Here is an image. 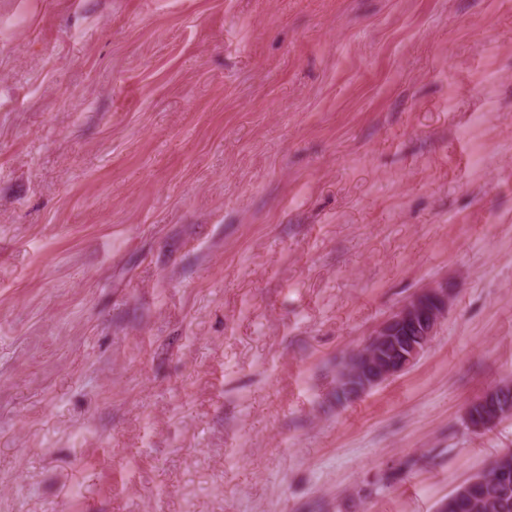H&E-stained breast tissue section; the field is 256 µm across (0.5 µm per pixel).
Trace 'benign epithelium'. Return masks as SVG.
Listing matches in <instances>:
<instances>
[{"mask_svg": "<svg viewBox=\"0 0 512 512\" xmlns=\"http://www.w3.org/2000/svg\"><path fill=\"white\" fill-rule=\"evenodd\" d=\"M452 287L446 281L420 289L400 305L394 313L374 329L362 348L353 352L336 375V401L349 403L372 389L411 368L430 346L438 326L448 314ZM512 417V410H494L474 417L469 422L475 431H481L502 416ZM481 491L479 480L472 479L448 505L467 501Z\"/></svg>", "mask_w": 512, "mask_h": 512, "instance_id": "obj_1", "label": "benign epithelium"}]
</instances>
